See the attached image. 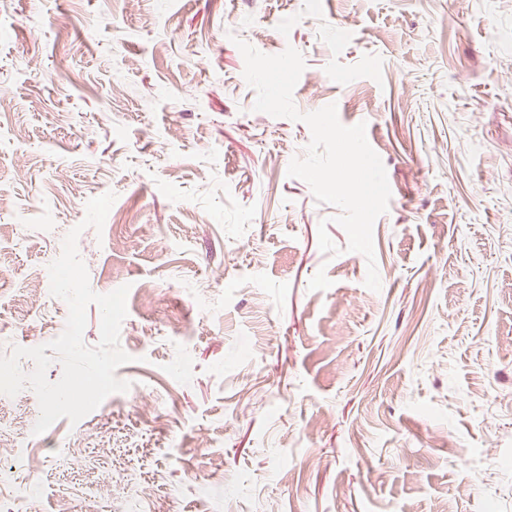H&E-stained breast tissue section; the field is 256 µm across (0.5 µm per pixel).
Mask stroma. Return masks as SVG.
I'll list each match as a JSON object with an SVG mask.
<instances>
[{
  "label": "stroma",
  "instance_id": "1",
  "mask_svg": "<svg viewBox=\"0 0 512 512\" xmlns=\"http://www.w3.org/2000/svg\"><path fill=\"white\" fill-rule=\"evenodd\" d=\"M240 39L303 55L300 112L365 123L380 291L288 176L310 129L254 111ZM0 100V356L64 331L30 288L78 226L92 290L130 287L132 357L41 435L31 389L0 396L41 462L0 512H118L92 449L59 466L90 425L170 512H512V0H0Z\"/></svg>",
  "mask_w": 512,
  "mask_h": 512
}]
</instances>
